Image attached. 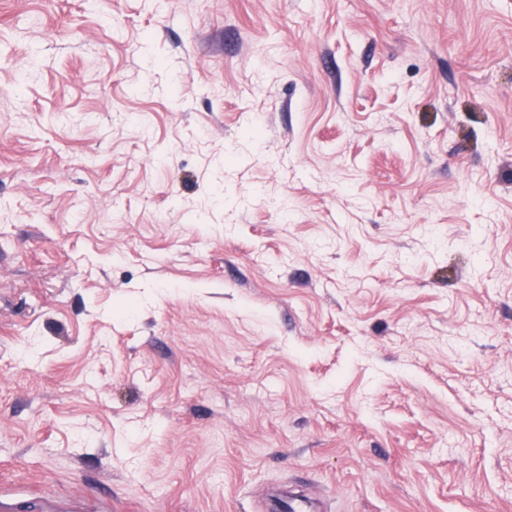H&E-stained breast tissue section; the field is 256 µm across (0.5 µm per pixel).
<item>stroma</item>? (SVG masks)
I'll use <instances>...</instances> for the list:
<instances>
[{
  "label": "stroma",
  "instance_id": "1",
  "mask_svg": "<svg viewBox=\"0 0 512 512\" xmlns=\"http://www.w3.org/2000/svg\"><path fill=\"white\" fill-rule=\"evenodd\" d=\"M512 512V0H0V506Z\"/></svg>",
  "mask_w": 512,
  "mask_h": 512
}]
</instances>
